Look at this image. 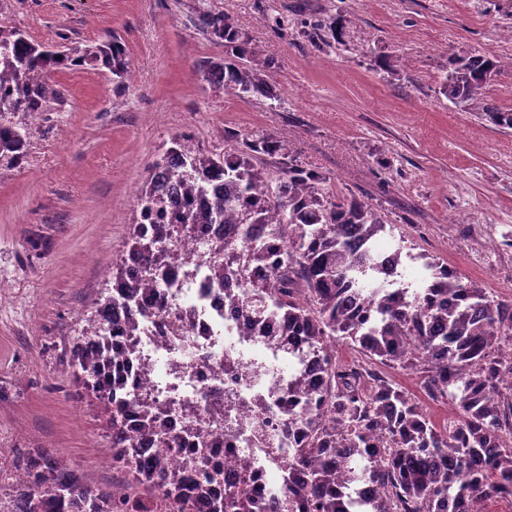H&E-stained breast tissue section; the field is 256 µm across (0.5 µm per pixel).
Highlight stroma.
I'll return each instance as SVG.
<instances>
[{
	"mask_svg": "<svg viewBox=\"0 0 512 512\" xmlns=\"http://www.w3.org/2000/svg\"><path fill=\"white\" fill-rule=\"evenodd\" d=\"M505 0H0V24L52 45L124 43L131 73L54 74L49 111L18 112L24 161L0 166V461L48 448L94 486L113 470L108 414L68 371L82 318L112 284L136 216L134 200L171 141L203 149L225 132L291 143L297 164L368 201L384 240L434 258L463 282L512 301V129L456 107L439 92L449 52L500 59L487 87L512 109V18ZM223 13L269 63L282 98H241L213 87L203 62L221 45L190 23ZM326 14L347 36L331 47L279 37L275 16ZM395 56L398 73L376 69Z\"/></svg>",
	"mask_w": 512,
	"mask_h": 512,
	"instance_id": "1",
	"label": "stroma"
}]
</instances>
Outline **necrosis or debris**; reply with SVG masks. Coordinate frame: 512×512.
I'll list each match as a JSON object with an SVG mask.
<instances>
[{"mask_svg": "<svg viewBox=\"0 0 512 512\" xmlns=\"http://www.w3.org/2000/svg\"><path fill=\"white\" fill-rule=\"evenodd\" d=\"M165 291L172 309L191 310L193 317L186 342L168 340L151 328L139 338L142 361L167 359L184 366L180 372L155 371L143 381L142 391L153 399L196 400L214 387L234 398L256 391L268 395L282 386L287 366L314 376L313 358L303 359L267 345L265 337L274 332V324L265 322L255 326L251 335H240L239 318L226 309L223 291L209 284L206 277L187 280L179 273L168 276ZM228 356L240 365L238 378H228L222 371Z\"/></svg>", "mask_w": 512, "mask_h": 512, "instance_id": "obj_1", "label": "necrosis or debris"}]
</instances>
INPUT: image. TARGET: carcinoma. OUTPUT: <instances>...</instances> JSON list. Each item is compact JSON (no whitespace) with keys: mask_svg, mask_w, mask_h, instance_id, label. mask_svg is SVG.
I'll list each match as a JSON object with an SVG mask.
<instances>
[{"mask_svg":"<svg viewBox=\"0 0 512 512\" xmlns=\"http://www.w3.org/2000/svg\"><path fill=\"white\" fill-rule=\"evenodd\" d=\"M192 24L230 51L207 63L209 82L240 97L280 101L265 69L247 60L248 38L227 17L197 12ZM306 33L343 42L334 17H302ZM92 66L119 79L130 61L110 36L69 53H50L26 33L0 26V114L48 111L58 90L52 74ZM501 68L496 58L452 52L439 90L448 101L499 129H512V110L487 99ZM153 165L136 197L137 218L127 257L112 266L108 289L82 318L70 368L74 380L105 404L112 467L131 479L111 488L89 485L48 448L16 452L11 512H470L476 502L512 498V302L464 284L448 266L426 263L419 290L366 287L385 274L374 252L386 224L354 195L324 192L326 178L298 164L272 169L264 156L290 155V145L260 135L224 134V149L203 151L181 134ZM27 132L0 123V161L24 159ZM202 224L224 225V238L194 257L181 245ZM200 273L224 288V302L241 312V333L266 319L279 324L271 345L301 336L302 355L316 358L319 381L291 370L277 405L288 415L281 447L288 449L278 492L261 493L259 475L242 456L224 471V455L265 437L271 406L261 393L234 402L161 404L138 393L152 366L136 359L141 325L152 320L185 340L189 310L174 313L163 277ZM340 342L358 357L340 364L324 354ZM408 371L433 402L458 413L438 427L389 371ZM180 413L186 428L171 430ZM245 414L258 423L245 438L235 428ZM455 460L453 468L443 457ZM174 457L180 471L165 474ZM376 492L357 498L362 485Z\"/></svg>","mask_w":512,"mask_h":512,"instance_id":"cac0c4a2","label":"carcinoma"}]
</instances>
